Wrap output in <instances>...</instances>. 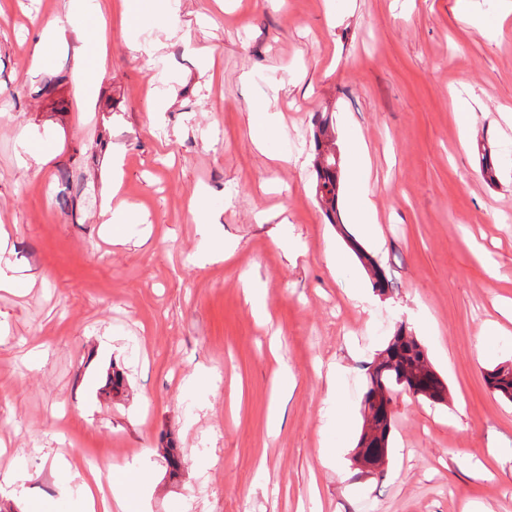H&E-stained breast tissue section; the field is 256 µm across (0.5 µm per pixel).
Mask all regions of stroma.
Segmentation results:
<instances>
[{"instance_id": "obj_1", "label": "stroma", "mask_w": 512, "mask_h": 512, "mask_svg": "<svg viewBox=\"0 0 512 512\" xmlns=\"http://www.w3.org/2000/svg\"><path fill=\"white\" fill-rule=\"evenodd\" d=\"M65 3L0 0V266L23 283L0 290V512H76L59 467L74 456L105 473L150 465L141 512H512V457L488 453L512 448V403L486 383L512 362V335L476 353L512 300V16L487 39L458 0H179L178 28L149 56L124 37L122 0H105L88 43ZM49 21L57 48L36 67ZM98 50L89 103L73 67ZM462 101L477 114L465 132ZM256 102L279 124L262 149ZM324 114L339 154L354 135L369 147L384 251L319 207ZM116 152L132 208L122 243L99 218ZM198 191L233 245L226 259L198 256ZM246 273L267 288L270 325L245 301ZM401 328L448 400L399 393L388 462L361 477L365 366ZM278 355L295 387L272 437ZM337 367L352 413L327 435L342 448L327 466L317 429Z\"/></svg>"}]
</instances>
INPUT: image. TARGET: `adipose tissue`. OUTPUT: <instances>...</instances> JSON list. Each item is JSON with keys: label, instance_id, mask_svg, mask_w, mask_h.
<instances>
[{"label": "adipose tissue", "instance_id": "ef3b65f1", "mask_svg": "<svg viewBox=\"0 0 512 512\" xmlns=\"http://www.w3.org/2000/svg\"><path fill=\"white\" fill-rule=\"evenodd\" d=\"M349 163L352 176L347 200L351 218L360 225L365 237L372 239L377 246H384L385 241L378 231L376 208L362 177L371 157L361 137H354L349 142ZM190 215L206 245L205 258L213 261L222 259L231 246L215 231L213 212L204 194L195 196ZM62 468L74 485L83 512H130L132 507L139 505L150 482V470L144 465L119 469L117 478L108 488L103 485L101 470L85 466L80 459L63 460Z\"/></svg>", "mask_w": 512, "mask_h": 512}]
</instances>
